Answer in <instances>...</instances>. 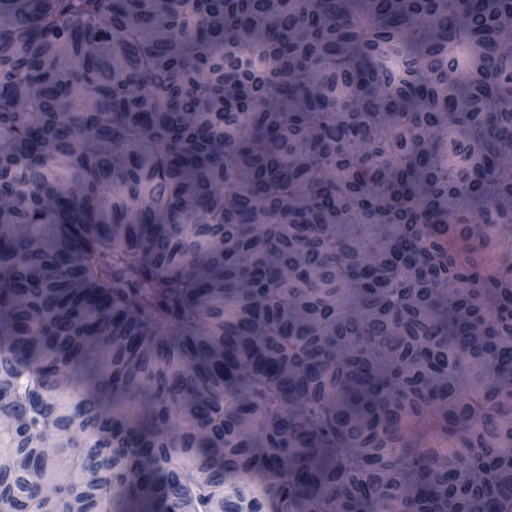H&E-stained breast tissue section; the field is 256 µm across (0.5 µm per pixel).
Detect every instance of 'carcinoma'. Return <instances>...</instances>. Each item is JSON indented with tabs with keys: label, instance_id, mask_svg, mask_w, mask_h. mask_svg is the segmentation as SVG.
<instances>
[{
	"label": "carcinoma",
	"instance_id": "carcinoma-1",
	"mask_svg": "<svg viewBox=\"0 0 512 512\" xmlns=\"http://www.w3.org/2000/svg\"><path fill=\"white\" fill-rule=\"evenodd\" d=\"M0 512H512V0H0Z\"/></svg>",
	"mask_w": 512,
	"mask_h": 512
}]
</instances>
